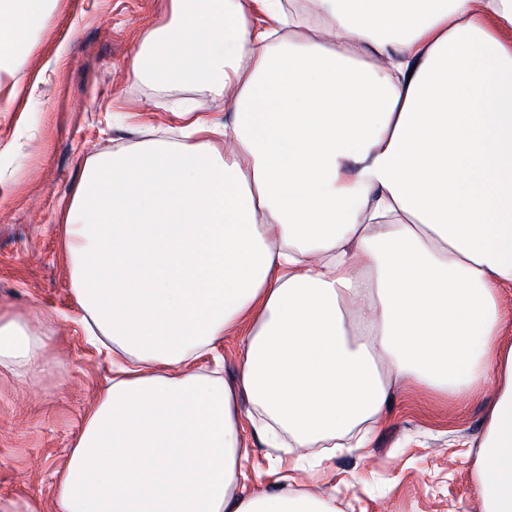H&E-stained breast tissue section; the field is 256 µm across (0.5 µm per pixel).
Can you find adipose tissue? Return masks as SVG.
<instances>
[{
	"mask_svg": "<svg viewBox=\"0 0 512 512\" xmlns=\"http://www.w3.org/2000/svg\"><path fill=\"white\" fill-rule=\"evenodd\" d=\"M48 0H0V61ZM169 0L152 73L223 100L182 139L98 157L62 217L112 379L54 512H335L244 491L240 397L271 448L355 435L396 385L487 392L482 512H512V0ZM236 384L191 371L241 322ZM50 320L0 308V372L44 374Z\"/></svg>",
	"mask_w": 512,
	"mask_h": 512,
	"instance_id": "1",
	"label": "adipose tissue"
}]
</instances>
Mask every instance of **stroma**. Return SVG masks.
<instances>
[{"instance_id":"1","label":"stroma","mask_w":512,"mask_h":512,"mask_svg":"<svg viewBox=\"0 0 512 512\" xmlns=\"http://www.w3.org/2000/svg\"><path fill=\"white\" fill-rule=\"evenodd\" d=\"M168 4L51 0L29 46L0 71V305L57 323L48 375L0 376V499L40 512H51L54 474L111 376L108 359L71 321L61 216L73 188L97 156L177 138L184 120L172 110L176 100L224 119L204 91L129 75L144 27L166 25ZM241 411L249 494L270 492L291 473L303 488L333 490L337 512H481V394L402 387L369 448L336 451L318 466L265 447L254 435L253 409L245 403Z\"/></svg>"}]
</instances>
